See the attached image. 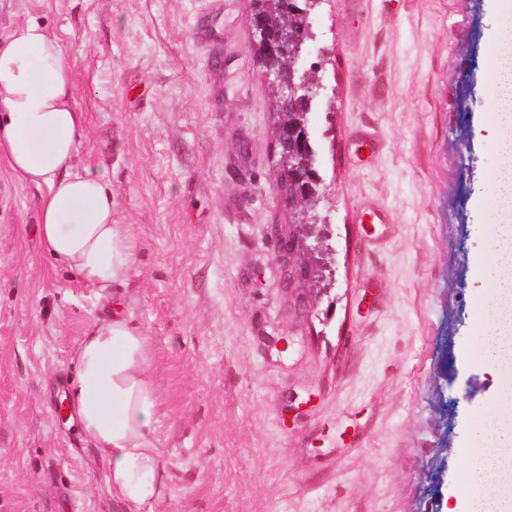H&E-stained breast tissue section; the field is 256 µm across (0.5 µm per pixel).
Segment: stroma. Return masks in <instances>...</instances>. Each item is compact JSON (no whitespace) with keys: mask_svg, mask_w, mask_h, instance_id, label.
I'll return each instance as SVG.
<instances>
[{"mask_svg":"<svg viewBox=\"0 0 512 512\" xmlns=\"http://www.w3.org/2000/svg\"><path fill=\"white\" fill-rule=\"evenodd\" d=\"M249 0H0L76 85L134 261L90 286L41 246L39 191L0 155V512H125L71 414L76 354L113 299L146 336L166 477L154 512H447L502 392L477 360L491 257L488 0H323L304 63L327 186L330 315L288 310L269 227L268 88ZM329 48L320 57L319 48ZM383 224H367V211ZM303 405L290 416L288 404Z\"/></svg>","mask_w":512,"mask_h":512,"instance_id":"35a3bbf8","label":"stroma"}]
</instances>
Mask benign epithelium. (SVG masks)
I'll use <instances>...</instances> for the list:
<instances>
[{
  "label": "benign epithelium",
  "mask_w": 512,
  "mask_h": 512,
  "mask_svg": "<svg viewBox=\"0 0 512 512\" xmlns=\"http://www.w3.org/2000/svg\"><path fill=\"white\" fill-rule=\"evenodd\" d=\"M322 0H260L251 7L247 24L260 75L271 93L273 151L279 168L278 202L288 210L289 223L273 224L270 238L288 307L296 314L313 312L322 302L332 309L335 279L328 275L332 248L321 207L326 185L314 167L309 113L324 85L301 61L315 39L310 17Z\"/></svg>",
  "instance_id": "1"
}]
</instances>
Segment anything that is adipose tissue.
Returning <instances> with one entry per match:
<instances>
[{
    "mask_svg": "<svg viewBox=\"0 0 512 512\" xmlns=\"http://www.w3.org/2000/svg\"><path fill=\"white\" fill-rule=\"evenodd\" d=\"M69 62L47 28L29 21L0 41V153L40 190L38 232L46 252L90 285L123 282L133 253L127 225L112 221L106 170L79 167ZM72 402L82 434L110 468L127 512H154L165 481L151 432L157 403L142 332L121 303L82 339Z\"/></svg>",
    "mask_w": 512,
    "mask_h": 512,
    "instance_id": "obj_1",
    "label": "adipose tissue"
}]
</instances>
